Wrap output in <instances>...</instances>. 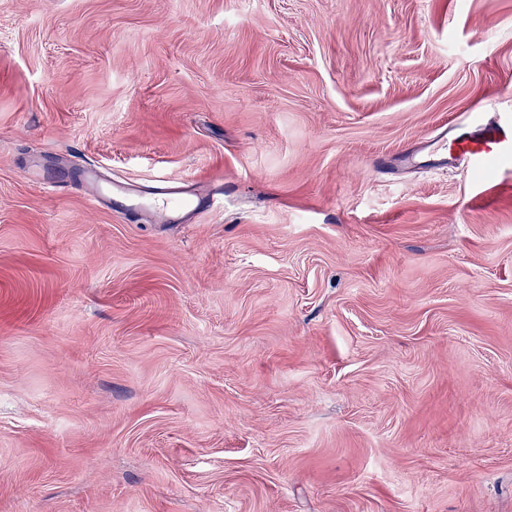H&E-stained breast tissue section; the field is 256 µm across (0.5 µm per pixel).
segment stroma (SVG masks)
<instances>
[{
	"instance_id": "stroma-1",
	"label": "stroma",
	"mask_w": 512,
	"mask_h": 512,
	"mask_svg": "<svg viewBox=\"0 0 512 512\" xmlns=\"http://www.w3.org/2000/svg\"><path fill=\"white\" fill-rule=\"evenodd\" d=\"M475 119L512 0H0V512H512V157L427 148ZM79 182L84 185L88 184L90 190V200L98 203L104 200L106 196L116 197L122 194L123 187L117 182L100 181L97 170L94 167H88L78 175ZM178 193L176 189L164 187L144 200L132 202L130 208L133 212L143 209L152 210L159 214L161 218L170 220L171 214L179 206Z\"/></svg>"
}]
</instances>
